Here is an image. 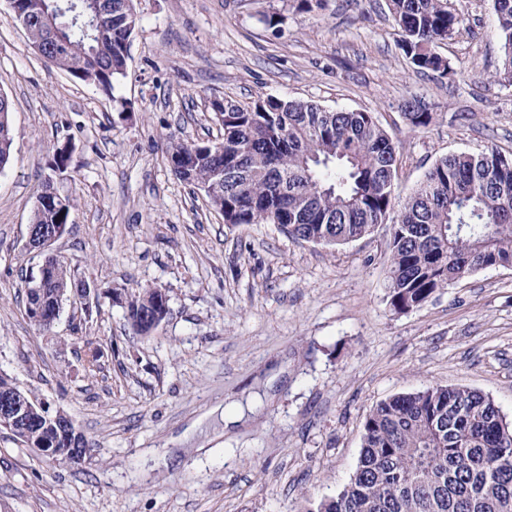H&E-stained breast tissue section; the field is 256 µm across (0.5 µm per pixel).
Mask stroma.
I'll return each instance as SVG.
<instances>
[{"label":"stroma","mask_w":512,"mask_h":512,"mask_svg":"<svg viewBox=\"0 0 512 512\" xmlns=\"http://www.w3.org/2000/svg\"><path fill=\"white\" fill-rule=\"evenodd\" d=\"M470 31L441 52L453 72L413 70L386 0H136L127 76L112 90L31 47L0 0V92L13 156L0 171V371L64 409L90 444L54 463L0 430V512H304L345 486L363 423L432 384L476 390L512 421V268L472 273L423 306L389 298L390 238L324 247L275 224L225 223L180 181L171 142H215L213 102L273 95L365 110L391 136L409 197L434 162L512 153V86L491 0H455ZM279 13L280 28L264 18ZM434 113L411 129L403 105ZM72 146L59 175L49 164ZM73 199L53 252L95 290L51 333L25 313L41 257L25 246L46 177ZM158 287L169 313L135 336L113 292ZM99 348L96 371L87 346ZM239 411L226 425L214 407Z\"/></svg>","instance_id":"stroma-1"}]
</instances>
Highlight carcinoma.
Segmentation results:
<instances>
[{
	"label": "carcinoma",
	"mask_w": 512,
	"mask_h": 512,
	"mask_svg": "<svg viewBox=\"0 0 512 512\" xmlns=\"http://www.w3.org/2000/svg\"><path fill=\"white\" fill-rule=\"evenodd\" d=\"M134 0H112V32L93 37L60 17L63 44L50 64L108 90L126 76L125 42L139 19ZM401 49L419 73L446 77L439 44L469 30L451 0H387ZM502 67L490 79L512 86V0H493ZM412 128L434 113L405 103ZM223 148L204 151L173 142L168 161L208 199L226 224H277L291 237L336 246L390 225V303L398 312L489 267L512 265V154L496 148L438 159L409 198L399 201L400 163L386 130L370 112L327 110L274 96L242 105L224 100ZM11 104L0 101V169L10 161ZM58 211L34 210L33 224L67 225L73 201ZM77 274L66 263L48 287L69 294ZM156 288L125 293L124 318L140 335ZM36 431L67 448L70 440L41 421ZM306 512H512V422L492 400L466 389L430 385L379 403L365 418L362 449L350 481Z\"/></svg>",
	"instance_id": "cac0c4a2"
}]
</instances>
